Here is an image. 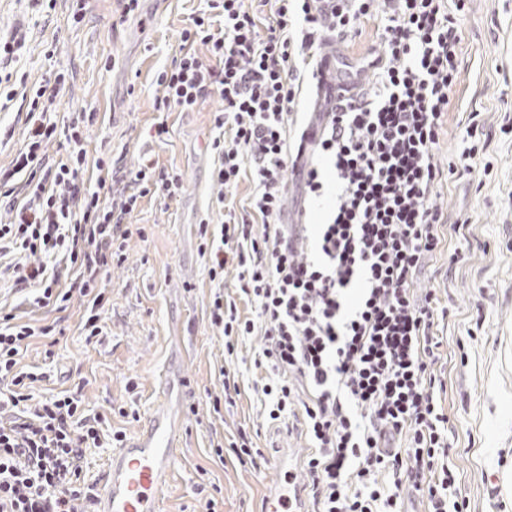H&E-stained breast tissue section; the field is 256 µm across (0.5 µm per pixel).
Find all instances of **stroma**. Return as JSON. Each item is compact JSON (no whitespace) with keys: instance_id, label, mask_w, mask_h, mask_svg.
<instances>
[{"instance_id":"1","label":"stroma","mask_w":512,"mask_h":512,"mask_svg":"<svg viewBox=\"0 0 512 512\" xmlns=\"http://www.w3.org/2000/svg\"><path fill=\"white\" fill-rule=\"evenodd\" d=\"M204 5L142 0L138 16L116 27L120 0H88L86 20L75 28L67 22L65 0H58L49 22L33 0H0V30L20 22L28 28L18 64L28 83L68 65L73 78L56 102L57 112L100 113L101 122L87 132L91 150L114 154L128 168L147 152L185 178L176 204L144 200L135 218L144 234L131 238L126 262L109 275L112 306L103 343H86L80 335L83 308L75 302L67 311L70 329L53 357L35 343L22 362L47 366L55 379L83 383L89 412L131 408L132 416L112 419L113 428L129 436L158 405L161 378L187 374L185 401L194 410L184 418L164 512H206L195 489L205 477L218 489V512H260L275 479L272 463L255 469L231 456L221 462L211 453L212 443L244 426L257 433L258 447L289 448L299 458L309 448L299 430L266 422L251 392H242L231 410L217 414L210 407L211 397L224 391V338L205 315L213 285L198 252L196 226L216 195L206 143L222 100L212 97L197 111L172 113L167 141L150 138L154 74L170 63L180 30ZM463 29L462 71L455 108L440 130L438 163L447 167L458 155L472 112L479 113L490 146L470 174L441 180L436 188L449 223L468 224L467 260L452 270L447 252L437 253L418 286L433 290L448 310L435 329L442 341L435 370L444 383L439 397L454 439L449 463L467 512H512V92H503L512 89V0H471ZM109 57L115 66H106ZM130 381L138 385L132 394L126 390Z\"/></svg>"}]
</instances>
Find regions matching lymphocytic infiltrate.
<instances>
[{"label":"lymphocytic infiltrate","instance_id":"f902f5d3","mask_svg":"<svg viewBox=\"0 0 512 512\" xmlns=\"http://www.w3.org/2000/svg\"><path fill=\"white\" fill-rule=\"evenodd\" d=\"M204 2L180 32L178 55L155 75L154 109L162 142L165 114L214 96L224 103L208 142L222 219L197 229L215 285L211 325L230 356L260 338L251 389L267 421L299 420L314 512H407L409 492L428 512H463L437 397L439 309L414 284L447 222L436 184L470 173L489 147L472 118L457 160L443 169L436 159L459 83L467 0H342L326 22L315 0ZM369 20L380 24V51L349 68L364 76L366 93L328 112L302 111V87L315 84L325 55ZM71 76L60 68L22 91L24 141L0 166V207L10 215L0 223V280L29 308L55 314L41 323L0 311V512H92L86 453L125 434L110 414L87 413L81 388L34 400V385L51 376L20 360L31 344L51 348L65 336L62 314L75 300L81 335L101 342L108 277L127 259L134 214L148 198L171 205L184 187L177 169L151 160L128 169L91 152L86 132L97 113L55 115ZM57 140L64 151L50 155ZM245 181L240 206L234 193ZM292 185L305 213L333 195L325 222L303 224L297 244L284 222Z\"/></svg>","mask_w":512,"mask_h":512}]
</instances>
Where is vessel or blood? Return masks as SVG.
<instances>
[{
    "mask_svg": "<svg viewBox=\"0 0 512 512\" xmlns=\"http://www.w3.org/2000/svg\"><path fill=\"white\" fill-rule=\"evenodd\" d=\"M182 413L162 402L148 422L113 450L93 512H164V494L181 448ZM267 512H307L302 485L293 477L275 482Z\"/></svg>",
    "mask_w": 512,
    "mask_h": 512,
    "instance_id": "1",
    "label": "vessel or blood"
}]
</instances>
